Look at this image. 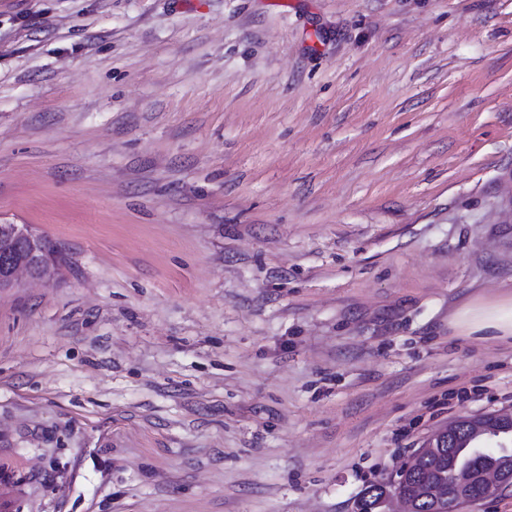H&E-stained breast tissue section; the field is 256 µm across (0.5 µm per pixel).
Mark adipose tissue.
<instances>
[{
    "label": "adipose tissue",
    "mask_w": 512,
    "mask_h": 512,
    "mask_svg": "<svg viewBox=\"0 0 512 512\" xmlns=\"http://www.w3.org/2000/svg\"><path fill=\"white\" fill-rule=\"evenodd\" d=\"M448 326L454 335L471 341H512V294L474 299L452 314Z\"/></svg>",
    "instance_id": "ef3b65f1"
}]
</instances>
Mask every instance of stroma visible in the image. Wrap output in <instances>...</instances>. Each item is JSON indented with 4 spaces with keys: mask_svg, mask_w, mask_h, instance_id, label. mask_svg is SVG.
Returning <instances> with one entry per match:
<instances>
[{
    "mask_svg": "<svg viewBox=\"0 0 512 512\" xmlns=\"http://www.w3.org/2000/svg\"><path fill=\"white\" fill-rule=\"evenodd\" d=\"M8 512H356L512 412V0H0ZM5 228L7 233L3 234ZM18 241L24 243L28 256L14 263L8 274L0 278V288L13 287L22 275L32 278H43L48 273L51 265H53L42 254L39 236L31 232L26 225H0V252ZM32 275L41 276L34 277ZM448 327L471 341L512 343V293L468 302L452 314Z\"/></svg>",
    "mask_w": 512,
    "mask_h": 512,
    "instance_id": "obj_1",
    "label": "stroma"
}]
</instances>
